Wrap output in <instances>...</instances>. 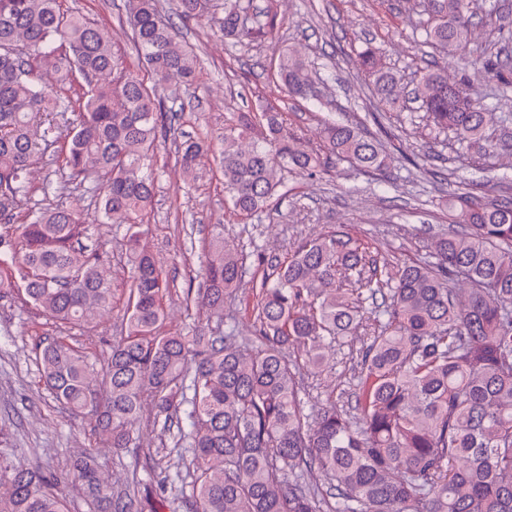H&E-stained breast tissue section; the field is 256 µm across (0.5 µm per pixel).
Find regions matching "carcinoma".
I'll use <instances>...</instances> for the list:
<instances>
[{"mask_svg":"<svg viewBox=\"0 0 512 512\" xmlns=\"http://www.w3.org/2000/svg\"><path fill=\"white\" fill-rule=\"evenodd\" d=\"M425 42L446 54L465 50L472 0H422ZM223 13L224 37L239 43L279 39L276 13L255 0H178L175 16L159 0H123L138 62L160 80L187 83L197 56L178 40L174 19ZM382 112L418 104L461 147L484 151L495 112L468 87L495 77L512 84V57H464L467 77L424 67L404 90L369 46L356 53ZM288 93L315 97L325 83L290 48L278 56ZM232 113L220 142L232 210L255 216L285 187V174L318 179L346 162L383 171L377 140L351 126L325 123L322 151L264 111ZM179 112L122 66L106 27L63 10L61 0H0V298L21 301L63 327H83L112 311L114 288L102 258L75 247L88 227L78 209L48 204L27 213L32 168L57 166L60 189L96 197L101 223L126 228L128 297L124 336L103 366L65 338L39 352L41 375L55 399L88 413L93 434L116 453L140 447L145 403L154 419L176 426L192 450L191 512H512V199L465 196L449 207L457 228L395 276L379 270L371 244L336 229L298 244L286 260L256 251L254 335L191 329L162 333L170 277L141 245L151 207L157 143L170 140L184 182L196 179L207 140H177ZM66 147L56 150L62 132ZM237 249L212 236L201 283L186 308L224 321V296L241 287ZM375 326L362 351L353 409L332 404L306 412L298 347L318 369L336 339L363 321ZM317 473L326 491L308 483ZM78 482L91 512H140L135 496L116 490L92 449L69 471L46 475L10 464L0 453V512H68L57 488Z\"/></svg>","mask_w":512,"mask_h":512,"instance_id":"1","label":"carcinoma"}]
</instances>
